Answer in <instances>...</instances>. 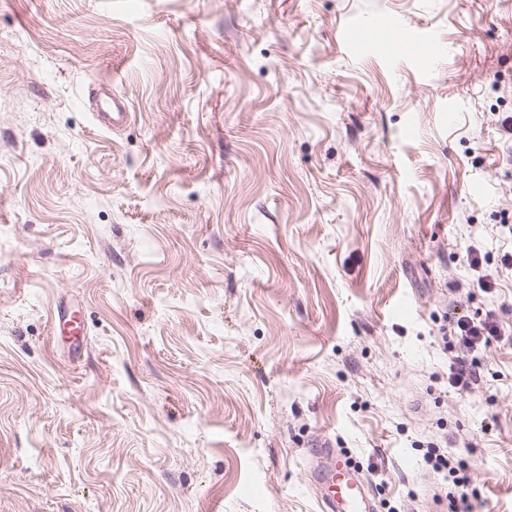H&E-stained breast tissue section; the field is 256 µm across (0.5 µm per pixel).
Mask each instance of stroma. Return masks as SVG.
Returning <instances> with one entry per match:
<instances>
[{
    "label": "stroma",
    "instance_id": "1",
    "mask_svg": "<svg viewBox=\"0 0 512 512\" xmlns=\"http://www.w3.org/2000/svg\"><path fill=\"white\" fill-rule=\"evenodd\" d=\"M508 115L512 0H0V512H320L322 435L377 512H448L440 440L512 512V342L462 394L439 337L512 324ZM92 89L93 103L96 107L95 118L104 127L108 129L123 128L128 121V107L123 98L112 96V90L104 83H97ZM52 328L54 335L57 333L61 336H75L82 334L81 340L77 343L74 349L82 347L85 324L83 323L80 310H73L65 313V308H56L52 318Z\"/></svg>",
    "mask_w": 512,
    "mask_h": 512
}]
</instances>
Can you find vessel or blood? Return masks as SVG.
<instances>
[{
    "instance_id": "b4317fda",
    "label": "vessel or blood",
    "mask_w": 512,
    "mask_h": 512,
    "mask_svg": "<svg viewBox=\"0 0 512 512\" xmlns=\"http://www.w3.org/2000/svg\"><path fill=\"white\" fill-rule=\"evenodd\" d=\"M95 118L109 129L123 128L129 117L124 99L114 96L109 86L96 84L93 93ZM54 332L63 336L83 334L85 325L79 311L56 308L52 318ZM313 475L323 512H375L374 497L360 469L338 452L330 438L318 440L313 452Z\"/></svg>"
}]
</instances>
